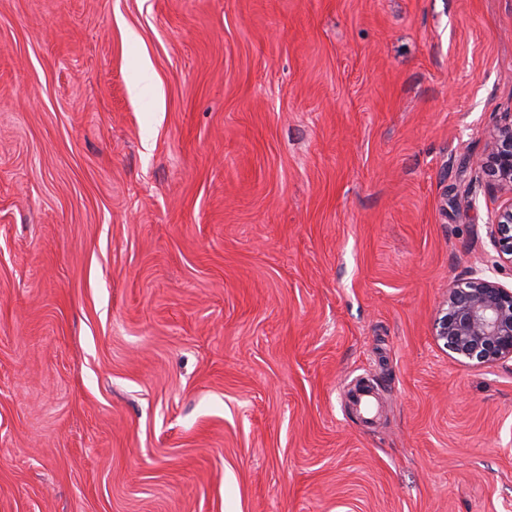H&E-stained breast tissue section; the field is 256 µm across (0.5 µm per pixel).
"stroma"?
<instances>
[{"label": "stroma", "mask_w": 512, "mask_h": 512, "mask_svg": "<svg viewBox=\"0 0 512 512\" xmlns=\"http://www.w3.org/2000/svg\"><path fill=\"white\" fill-rule=\"evenodd\" d=\"M511 116L512 0H0V512H512ZM475 166L487 171L499 191L506 196L491 224L498 258L512 265V116L491 136L490 148L475 159ZM435 336L461 363L512 361V289L473 273L448 289ZM354 408L357 409V413L367 421L372 423L375 418V409L378 405V393L377 391H355L354 393Z\"/></svg>", "instance_id": "35a3bbf8"}]
</instances>
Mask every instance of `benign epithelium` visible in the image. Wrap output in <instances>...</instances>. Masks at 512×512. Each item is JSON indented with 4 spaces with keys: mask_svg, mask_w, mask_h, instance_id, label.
<instances>
[{
    "mask_svg": "<svg viewBox=\"0 0 512 512\" xmlns=\"http://www.w3.org/2000/svg\"><path fill=\"white\" fill-rule=\"evenodd\" d=\"M475 166L487 171L505 196L491 235L498 258L512 265V118L496 127L488 152L475 159ZM435 336L461 363L512 361V289L478 273L454 283Z\"/></svg>",
    "mask_w": 512,
    "mask_h": 512,
    "instance_id": "1",
    "label": "benign epithelium"
}]
</instances>
